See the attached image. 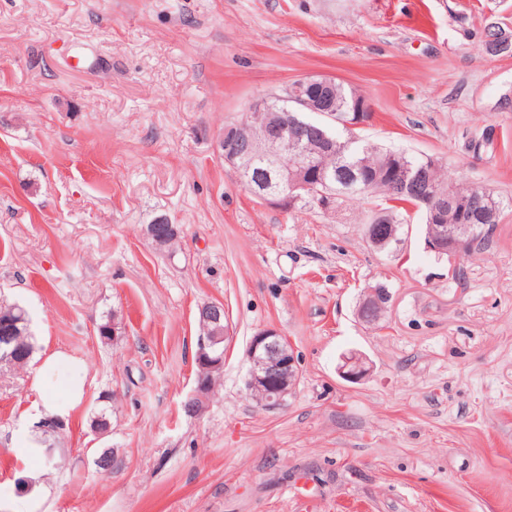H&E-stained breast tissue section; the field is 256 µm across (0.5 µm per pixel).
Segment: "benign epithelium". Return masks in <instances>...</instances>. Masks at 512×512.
<instances>
[{
  "label": "benign epithelium",
  "instance_id": "7a95c632",
  "mask_svg": "<svg viewBox=\"0 0 512 512\" xmlns=\"http://www.w3.org/2000/svg\"><path fill=\"white\" fill-rule=\"evenodd\" d=\"M335 80L328 77L306 76L296 80L285 89V94L299 99L304 108L313 112H327L336 117V121L354 130L368 120V113L360 112L355 120L347 121L336 116V106L327 99L310 100L303 98L301 91L310 85L330 90ZM219 146L224 148V163L230 166L241 184L263 201L284 207L300 198L304 191L315 187V179L320 171L315 169L312 156L324 152L336 151V141L324 132L298 122L286 112H270L266 99L258 98L249 106L247 119L234 124L232 139L221 137ZM292 153L297 158L294 167L286 172H278L277 188L269 190L259 188L255 180L254 166L258 161L276 165L282 155ZM388 179L396 186L408 184L428 185L427 170H414L398 163L386 169ZM428 220L425 238L427 248L434 252H447L451 255L465 253L475 233L473 224L448 223L447 211L454 202L444 205L434 200L432 195L423 197ZM145 235L159 249L173 243L160 228V224H148ZM400 230L389 223L383 214L374 217L366 225V237L374 246L382 248L399 239ZM393 304V296L379 294L371 290L363 296L360 309L374 307L379 312H387ZM200 313L210 324L207 336L199 340L197 359L196 391L189 403L196 409L204 408L205 401L212 392L215 375L223 372L224 354L218 352V345L227 339V328L223 325V309L218 305L203 306ZM11 323L0 324V361L12 358ZM247 364L246 389L250 396L260 401L266 409L282 407L298 381L297 358L288 341L273 328L263 329L252 336L245 352Z\"/></svg>",
  "mask_w": 512,
  "mask_h": 512
}]
</instances>
